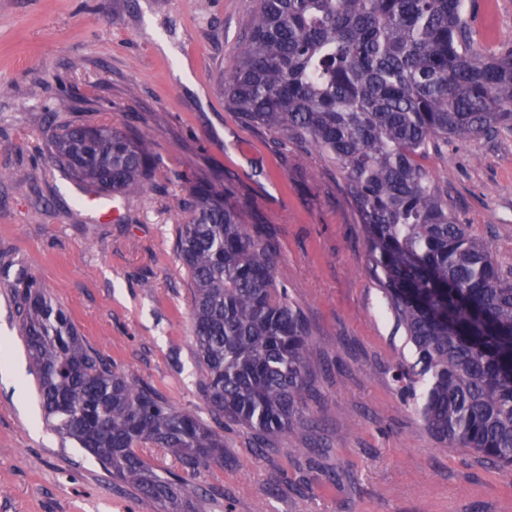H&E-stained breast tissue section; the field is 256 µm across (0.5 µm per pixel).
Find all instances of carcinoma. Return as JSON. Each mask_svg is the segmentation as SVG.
Masks as SVG:
<instances>
[{"label":"carcinoma","instance_id":"1","mask_svg":"<svg viewBox=\"0 0 512 512\" xmlns=\"http://www.w3.org/2000/svg\"><path fill=\"white\" fill-rule=\"evenodd\" d=\"M218 80L273 151L291 144L340 167L369 270L416 350L400 378L426 382L427 431L512 467V270L417 161L451 138L512 128V43L481 48L466 0H255ZM51 147L74 179L105 193L140 195L156 167L147 139L112 126L64 125ZM177 206L189 214L176 252L193 289L199 390L212 418L262 441L298 428L311 344L276 281L275 251L210 182ZM17 313L46 422L63 443L154 501L207 499L185 475L224 456L223 434L118 372L43 289L27 284ZM147 445L179 469L150 463Z\"/></svg>","mask_w":512,"mask_h":512}]
</instances>
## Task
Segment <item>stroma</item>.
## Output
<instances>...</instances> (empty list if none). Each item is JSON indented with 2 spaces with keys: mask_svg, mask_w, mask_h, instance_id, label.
<instances>
[{
  "mask_svg": "<svg viewBox=\"0 0 512 512\" xmlns=\"http://www.w3.org/2000/svg\"><path fill=\"white\" fill-rule=\"evenodd\" d=\"M251 0H0V512H163L112 480L47 426L15 299L26 274L80 336L172 406L208 419L175 249L176 204L195 183L223 191L272 245L275 276L307 324L308 420L259 444L224 424V462L196 481L206 512H512V467L449 448L424 427L423 382L367 270L363 229L337 166L268 149L266 131L224 105ZM478 41L512 42V0H472ZM73 121L147 137L158 158L118 218L80 202L84 184L55 162L54 129ZM422 164L469 233L512 269V130L449 140Z\"/></svg>",
  "mask_w": 512,
  "mask_h": 512,
  "instance_id": "stroma-1",
  "label": "stroma"
}]
</instances>
